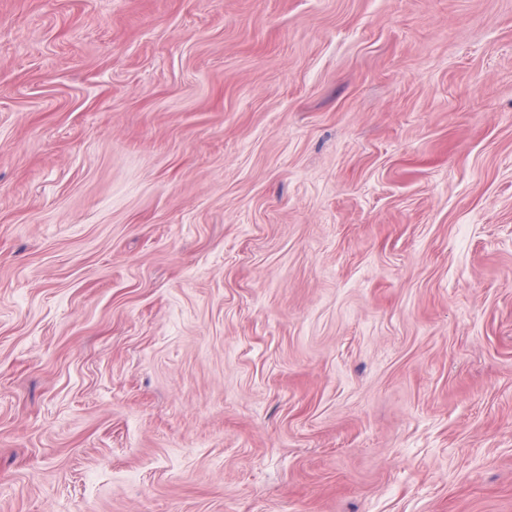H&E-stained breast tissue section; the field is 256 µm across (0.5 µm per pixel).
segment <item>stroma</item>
I'll return each instance as SVG.
<instances>
[{"label":"stroma","instance_id":"35a3bbf8","mask_svg":"<svg viewBox=\"0 0 512 512\" xmlns=\"http://www.w3.org/2000/svg\"><path fill=\"white\" fill-rule=\"evenodd\" d=\"M0 512H512V0H0Z\"/></svg>","mask_w":512,"mask_h":512}]
</instances>
